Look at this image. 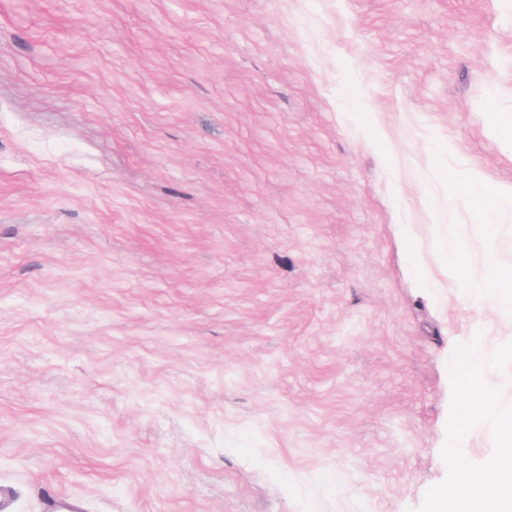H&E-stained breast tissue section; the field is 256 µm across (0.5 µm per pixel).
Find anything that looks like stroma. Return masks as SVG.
Returning a JSON list of instances; mask_svg holds the SVG:
<instances>
[{"mask_svg":"<svg viewBox=\"0 0 512 512\" xmlns=\"http://www.w3.org/2000/svg\"><path fill=\"white\" fill-rule=\"evenodd\" d=\"M512 0H0V481L83 512H429L512 412ZM475 288L496 291L498 288H512V270H504L498 265L489 268L483 281L476 283ZM480 340L476 336L472 339L469 349L462 355L461 360L454 368L466 400L461 410L460 430H464L469 422L488 407L487 387L483 377L475 374L476 368L482 364L480 354Z\"/></svg>","mask_w":512,"mask_h":512,"instance_id":"obj_1","label":"stroma"}]
</instances>
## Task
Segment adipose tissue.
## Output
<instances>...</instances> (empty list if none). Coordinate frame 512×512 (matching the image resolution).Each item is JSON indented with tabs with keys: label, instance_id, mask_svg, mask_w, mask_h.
I'll list each match as a JSON object with an SVG mask.
<instances>
[{
	"label": "adipose tissue",
	"instance_id": "adipose-tissue-1",
	"mask_svg": "<svg viewBox=\"0 0 512 512\" xmlns=\"http://www.w3.org/2000/svg\"><path fill=\"white\" fill-rule=\"evenodd\" d=\"M481 363L480 342L475 339L454 368L466 397L460 419L464 426L488 407L485 380L476 374ZM494 426L499 444L483 470L472 467L463 449H451L448 466L454 475L453 486L435 493L431 512H512V416L495 417Z\"/></svg>",
	"mask_w": 512,
	"mask_h": 512
}]
</instances>
